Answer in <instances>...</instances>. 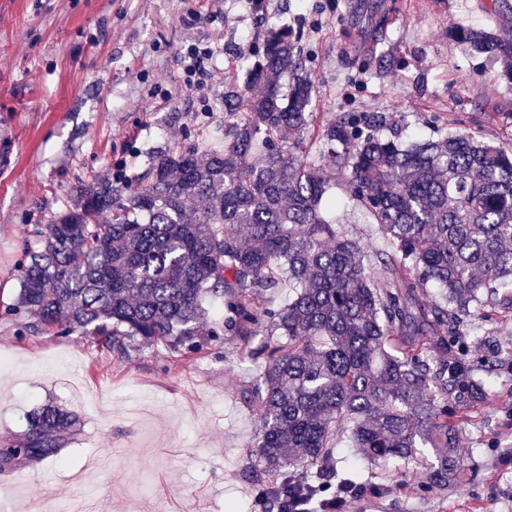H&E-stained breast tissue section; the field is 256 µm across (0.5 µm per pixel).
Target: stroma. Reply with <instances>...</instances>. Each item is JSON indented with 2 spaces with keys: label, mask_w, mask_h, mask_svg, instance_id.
<instances>
[{
  "label": "stroma",
  "mask_w": 512,
  "mask_h": 512,
  "mask_svg": "<svg viewBox=\"0 0 512 512\" xmlns=\"http://www.w3.org/2000/svg\"><path fill=\"white\" fill-rule=\"evenodd\" d=\"M494 2L0 0V301L16 297L23 251L41 246L37 228L78 188L119 169L135 179L158 149L223 127L224 88L245 85L273 27L301 33L321 124L378 111L405 141L471 130L511 143L512 82L500 60L448 39L512 28V0ZM191 44L214 50L202 104L182 89ZM380 52L390 66H368ZM334 218L369 255L386 251L364 211L344 202ZM459 348L461 369L485 385L457 438L474 477L421 492L404 461L369 463V490L337 512H512V316L475 320ZM259 376L230 337L186 361L150 346L121 359L0 316V438L21 434L44 404L81 424L63 462L0 473V496L12 512L45 495L60 512L82 496L101 512H261L250 453L261 419L248 397Z\"/></svg>",
  "instance_id": "obj_1"
}]
</instances>
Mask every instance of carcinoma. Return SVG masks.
I'll return each mask as SVG.
<instances>
[{"instance_id":"cac0c4a2","label":"carcinoma","mask_w":512,"mask_h":512,"mask_svg":"<svg viewBox=\"0 0 512 512\" xmlns=\"http://www.w3.org/2000/svg\"><path fill=\"white\" fill-rule=\"evenodd\" d=\"M453 38L512 74V34ZM300 41L288 27L269 31L248 83L224 88V132L156 152L138 181L80 191L25 252L3 309L118 358L146 345L197 356L234 337L238 359L260 369L250 398L276 512L302 490L283 470L329 471L346 431L371 462L407 461L422 489L461 482L463 416L448 395L465 409L482 388L459 374L448 339L474 317L512 314V145L468 131L404 146L382 135L384 112L321 126ZM329 170L390 242L374 263L326 219L338 204ZM285 281L292 299L269 306ZM77 432L73 415L42 406L0 440V467L60 462Z\"/></svg>"}]
</instances>
